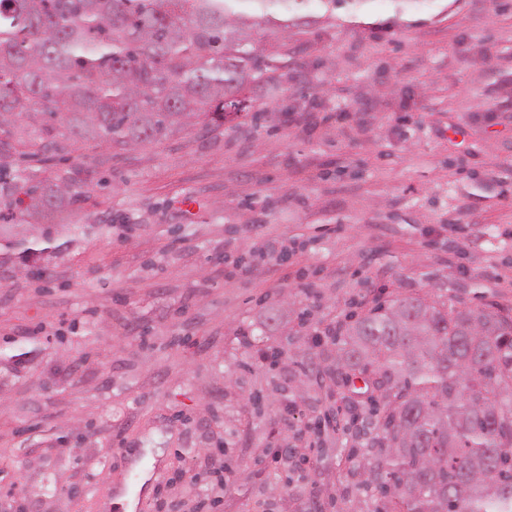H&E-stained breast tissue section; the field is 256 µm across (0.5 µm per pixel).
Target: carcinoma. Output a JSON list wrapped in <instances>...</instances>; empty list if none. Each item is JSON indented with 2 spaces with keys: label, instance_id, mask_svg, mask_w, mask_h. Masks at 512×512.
Segmentation results:
<instances>
[{
  "label": "carcinoma",
  "instance_id": "1",
  "mask_svg": "<svg viewBox=\"0 0 512 512\" xmlns=\"http://www.w3.org/2000/svg\"><path fill=\"white\" fill-rule=\"evenodd\" d=\"M306 0H0V220L47 219L79 198L77 167L29 164L83 145H156L248 111L288 80ZM272 24L259 49L247 29ZM51 228L0 245V264L51 249ZM333 373L377 376L379 436L358 489L373 512H512V309L428 296L378 303L336 337Z\"/></svg>",
  "mask_w": 512,
  "mask_h": 512
}]
</instances>
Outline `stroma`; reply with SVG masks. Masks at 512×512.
I'll list each match as a JSON object with an SVG mask.
<instances>
[{
    "label": "stroma",
    "instance_id": "stroma-1",
    "mask_svg": "<svg viewBox=\"0 0 512 512\" xmlns=\"http://www.w3.org/2000/svg\"><path fill=\"white\" fill-rule=\"evenodd\" d=\"M309 13L293 111L258 90L205 135L80 149L95 179L55 221L101 232L45 277L0 266V512H113L120 492L159 512L218 470L210 512H372L348 495L369 438L314 375L317 329L398 293L512 307V10ZM155 469L159 488L133 483Z\"/></svg>",
    "mask_w": 512,
    "mask_h": 512
}]
</instances>
